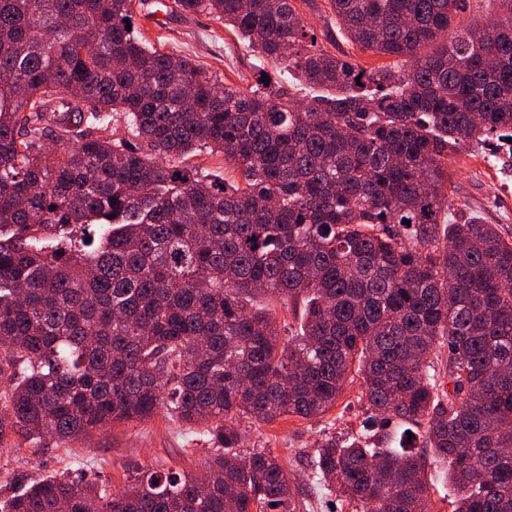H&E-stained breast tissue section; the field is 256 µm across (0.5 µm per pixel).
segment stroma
<instances>
[{
  "label": "stroma",
  "instance_id": "obj_1",
  "mask_svg": "<svg viewBox=\"0 0 512 512\" xmlns=\"http://www.w3.org/2000/svg\"><path fill=\"white\" fill-rule=\"evenodd\" d=\"M310 26L319 49L350 59L365 69L390 64V57L360 48L336 27L328 0H294ZM139 36L150 46L193 60L214 80L243 90L269 81L293 97L310 99L314 91L284 74L281 65L262 58L207 14H182L175 0H143L136 5ZM452 184L449 222L474 218L498 225L503 236H512V159L490 156L469 147L448 164ZM361 376L347 383L344 393L328 414L311 419L280 418L269 425L242 423V450H264L277 456L292 473L296 512H356L337 493L320 488L311 466L323 434L352 435L364 417ZM210 455L203 436L177 418L164 414L145 421L117 423L96 435L71 444L58 445L43 439L40 446L22 442L20 450L0 453V497L13 487L59 472L121 488L129 468L165 465L194 472Z\"/></svg>",
  "mask_w": 512,
  "mask_h": 512
}]
</instances>
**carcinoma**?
<instances>
[{
  "label": "carcinoma",
  "mask_w": 512,
  "mask_h": 512,
  "mask_svg": "<svg viewBox=\"0 0 512 512\" xmlns=\"http://www.w3.org/2000/svg\"><path fill=\"white\" fill-rule=\"evenodd\" d=\"M498 3L463 25L467 0H329L354 43L396 60L368 71L317 49L293 0H176L335 92L300 103L145 46L133 0H0V447L158 413L213 447L199 474L136 468L109 491L62 473L0 512H295L288 470L237 451L238 423L324 415L354 371L367 417L321 440L325 489L423 512L409 431L446 466L452 512H512V239L440 223L453 155L512 157ZM111 112L131 138L94 134ZM202 149L241 180L189 164ZM269 296L298 321L287 340Z\"/></svg>",
  "instance_id": "carcinoma-1"
}]
</instances>
